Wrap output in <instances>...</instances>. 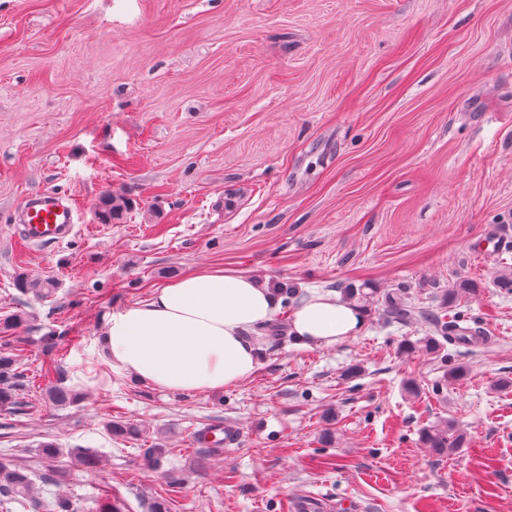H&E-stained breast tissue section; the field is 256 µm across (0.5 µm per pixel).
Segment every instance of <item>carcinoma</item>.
<instances>
[{
	"mask_svg": "<svg viewBox=\"0 0 512 512\" xmlns=\"http://www.w3.org/2000/svg\"><path fill=\"white\" fill-rule=\"evenodd\" d=\"M126 209L122 198L108 195L102 198L96 209V217L101 224H110L119 219ZM15 286L21 293L34 291L48 297L52 295L57 282L54 279L32 280L25 272L15 276ZM383 311L387 319L401 325L412 321H420L429 325L437 336H430L425 343L426 350L434 353L439 350L440 340L450 343H476L480 333L470 328L459 326L461 314L451 317L416 307L407 299L401 290L387 294L383 301ZM28 321L23 313L11 314L0 320V409H14L20 405L19 391L24 387L22 374L18 365L25 351L27 341L16 335L18 327ZM49 398L59 406L76 403L80 394L64 386H52L48 390ZM425 447L432 450L435 456L443 457L460 446L461 433L448 420H439L422 431ZM69 455L85 469H96L100 466V455L90 446H76L69 449ZM17 504L28 512H39L41 501L35 495L34 482L24 469L14 467L0 458V512H13L12 505ZM97 512H125L123 501L110 491L100 495Z\"/></svg>",
	"mask_w": 512,
	"mask_h": 512,
	"instance_id": "1",
	"label": "carcinoma"
}]
</instances>
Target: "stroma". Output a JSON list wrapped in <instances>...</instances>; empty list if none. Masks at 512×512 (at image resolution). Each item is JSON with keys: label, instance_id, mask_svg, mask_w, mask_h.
<instances>
[{"label": "stroma", "instance_id": "obj_1", "mask_svg": "<svg viewBox=\"0 0 512 512\" xmlns=\"http://www.w3.org/2000/svg\"><path fill=\"white\" fill-rule=\"evenodd\" d=\"M51 189L80 216L29 244L15 220ZM129 199L116 223L94 209ZM512 0H0V317L24 312L23 404L0 410V457L95 512H512ZM203 268L300 295L405 289L440 311L460 281L474 345L407 351L425 327L386 321L329 348L260 339L221 392L170 393L112 368V315ZM58 283L21 294L18 272ZM79 402L56 406L40 369ZM463 377L452 378L455 368ZM415 394H408L407 383ZM138 432L109 437L107 419ZM454 420L439 458L421 430ZM237 427L230 448L197 430ZM45 442L96 448L99 469ZM146 448L162 467L141 469ZM63 471L44 483L49 468ZM181 480L169 491L165 472Z\"/></svg>", "mask_w": 512, "mask_h": 512}]
</instances>
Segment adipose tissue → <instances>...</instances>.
Returning <instances> with one entry per match:
<instances>
[{"label": "adipose tissue", "mask_w": 512, "mask_h": 512, "mask_svg": "<svg viewBox=\"0 0 512 512\" xmlns=\"http://www.w3.org/2000/svg\"><path fill=\"white\" fill-rule=\"evenodd\" d=\"M283 309L281 291L234 270L202 269L114 314L103 333L108 362L173 393L220 392L258 368L256 338ZM288 334L305 347L359 335L369 313L331 294L286 311Z\"/></svg>", "instance_id": "adipose-tissue-1"}]
</instances>
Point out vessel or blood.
Here are the masks:
<instances>
[{"label": "vessel or blood", "instance_id": "vessel-or-blood-1", "mask_svg": "<svg viewBox=\"0 0 512 512\" xmlns=\"http://www.w3.org/2000/svg\"><path fill=\"white\" fill-rule=\"evenodd\" d=\"M20 221L28 242L54 243L64 238L78 218V209L69 204L60 193L44 190L27 195L18 206ZM232 446L238 443L239 433L234 426L203 430L197 444L211 446L216 442Z\"/></svg>", "mask_w": 512, "mask_h": 512}]
</instances>
